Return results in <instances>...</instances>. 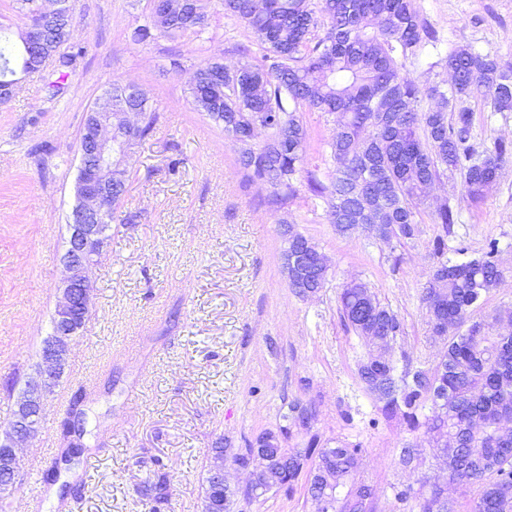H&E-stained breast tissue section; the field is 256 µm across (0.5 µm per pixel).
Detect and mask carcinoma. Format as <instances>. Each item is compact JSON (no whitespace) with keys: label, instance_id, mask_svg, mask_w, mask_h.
Listing matches in <instances>:
<instances>
[{"label":"carcinoma","instance_id":"obj_1","mask_svg":"<svg viewBox=\"0 0 512 512\" xmlns=\"http://www.w3.org/2000/svg\"><path fill=\"white\" fill-rule=\"evenodd\" d=\"M224 16L244 24L270 66L252 60L251 50L238 47L242 57L225 69L224 84L208 88L206 80L191 84L196 109L224 127V134L241 144L237 162L249 180L273 189V201L284 203L294 193L293 177L300 172L307 130L299 112L314 110L336 117L339 127L331 154L336 169L329 184L309 179L311 190L325 199L331 223L341 232L360 225L384 239L414 235L418 206L427 188L448 171H461L465 190L473 200L496 180L509 153L502 142L485 152L484 164L472 162V110L465 103L480 95L493 112H512V64L472 48H459L442 59L452 73L450 88H424L404 71L429 46L437 47L432 26L420 17L415 0H197L191 20L167 14L153 18L163 34L201 30L208 25L211 2ZM327 31L315 38L319 20ZM24 60L14 44L0 46V78L14 74L13 62ZM436 100L421 108L423 96ZM141 114L140 136H148L156 121L142 90L112 85V110ZM266 128L269 141L258 149L248 146L256 127ZM288 251H298L315 263L318 250L301 234L288 237ZM498 245L491 241L479 258L446 261L424 289L433 335L441 319L459 326L475 304L501 277L496 261ZM345 325L370 341L401 333L397 315L382 305L367 284L358 282L340 296ZM504 320L498 314L478 322V334L468 341L448 337L442 356L446 371H408L399 375L382 358L363 362L358 375L369 392L381 386L384 414H401L414 429L426 426L431 438L448 432V447L433 449L448 476L460 485H477L471 512H512V437L501 440L498 429L485 424L512 403V336L494 333ZM447 388L440 413L420 423L418 411L431 401L434 387ZM279 466L282 486L291 489L308 462L315 461L307 488L310 496H326V512H357L358 490L369 485L352 479L362 457L357 445L317 448H269ZM152 512L169 497L161 474L144 486ZM234 491L214 489L210 479L202 487L201 504H221L224 512Z\"/></svg>","mask_w":512,"mask_h":512}]
</instances>
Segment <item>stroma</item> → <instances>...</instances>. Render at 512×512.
Returning a JSON list of instances; mask_svg holds the SVG:
<instances>
[{
  "mask_svg": "<svg viewBox=\"0 0 512 512\" xmlns=\"http://www.w3.org/2000/svg\"><path fill=\"white\" fill-rule=\"evenodd\" d=\"M76 36L65 67L20 80L0 105V423L39 360L64 277L67 215L74 203L78 142L87 116L113 82L144 89L157 111L150 134L127 160L129 187L111 236L92 271L90 317L72 344L70 365L48 400L40 429L21 454V480L0 499V512H150L141 488L154 473L171 487L160 512H200L211 448H247L260 433L292 427V406L314 411L309 433L286 447L357 444L355 481L374 492L376 512H419L418 500L444 487L455 512H469L476 489L451 486L424 429L383 404L358 377L369 343L347 329L339 311L345 285L364 282L400 319L391 344L398 371L431 370L445 344L431 333L423 301L434 270L473 259L497 241L500 284L472 319L512 311V159L472 202L461 175L427 191L412 238L380 239L364 227L341 234L310 179L329 183L337 126L332 115L303 112L309 133L302 173L287 204L250 182L237 163L239 146L195 109L193 74L208 58L226 68L237 47L263 51L244 25L213 13L201 32L152 33L138 40L152 0H69ZM438 33L407 68L421 82L449 86L438 55L471 47L512 62V0H416ZM471 139L479 148L512 145V112H493L482 98ZM455 212L450 229L436 224L441 202ZM315 244L327 279L296 295L284 271V229ZM443 251H436V239ZM86 389V452L57 484L43 480L63 446L59 425L72 395ZM418 449L412 464L400 451ZM238 491L231 512H314L306 477L292 490L246 497L251 472L228 465ZM407 498H399V491Z\"/></svg>",
  "mask_w": 512,
  "mask_h": 512,
  "instance_id": "stroma-1",
  "label": "stroma"
}]
</instances>
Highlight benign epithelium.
<instances>
[{"mask_svg": "<svg viewBox=\"0 0 512 512\" xmlns=\"http://www.w3.org/2000/svg\"><path fill=\"white\" fill-rule=\"evenodd\" d=\"M60 11L58 0L53 9L38 10L22 34L27 67L34 74L60 56L58 47L43 52V20ZM83 133L85 136L80 138L78 147L81 166L76 203L68 218V248L63 256L65 275L57 289L51 329L44 338L35 371L17 398L12 419L0 426L1 494L14 489L19 481L20 453L35 436L45 405L68 367L72 342L84 327V314L89 310L93 294L90 273L108 240L113 173L125 171L123 163L138 144L140 127L129 113L112 111V99L105 96L89 113ZM268 445L281 447L279 435L268 431L253 448L258 465L253 468V479L246 488L249 494L256 489L269 492L279 487L275 469L262 451ZM227 460L225 450L209 455L211 478L225 480Z\"/></svg>", "mask_w": 512, "mask_h": 512, "instance_id": "benign-epithelium-1", "label": "benign epithelium"}]
</instances>
